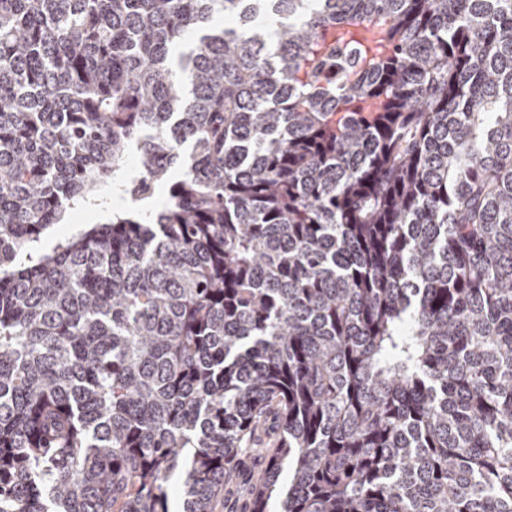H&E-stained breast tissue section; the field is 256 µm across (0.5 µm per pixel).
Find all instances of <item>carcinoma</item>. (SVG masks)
I'll use <instances>...</instances> for the list:
<instances>
[{
    "mask_svg": "<svg viewBox=\"0 0 512 512\" xmlns=\"http://www.w3.org/2000/svg\"><path fill=\"white\" fill-rule=\"evenodd\" d=\"M176 474L512 512V0H0V512Z\"/></svg>",
    "mask_w": 512,
    "mask_h": 512,
    "instance_id": "obj_1",
    "label": "carcinoma"
}]
</instances>
